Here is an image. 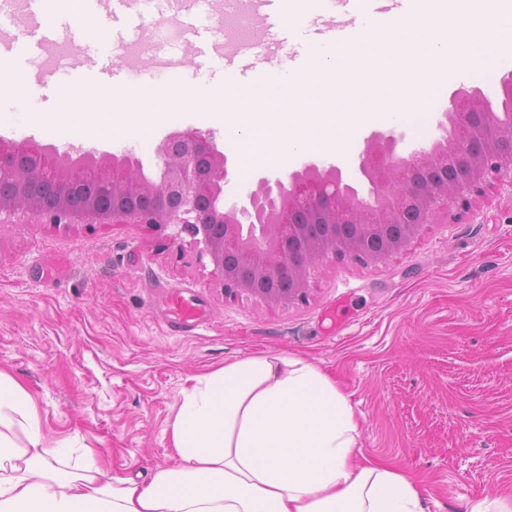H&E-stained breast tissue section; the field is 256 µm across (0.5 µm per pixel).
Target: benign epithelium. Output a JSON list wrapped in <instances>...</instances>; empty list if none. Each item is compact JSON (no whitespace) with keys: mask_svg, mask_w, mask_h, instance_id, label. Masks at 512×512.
Segmentation results:
<instances>
[{"mask_svg":"<svg viewBox=\"0 0 512 512\" xmlns=\"http://www.w3.org/2000/svg\"><path fill=\"white\" fill-rule=\"evenodd\" d=\"M502 98L491 99L474 86L449 96L445 118L451 137L408 157L397 156L399 138L376 132L359 155V169L378 193L372 207L346 193L339 167L307 163L300 170L262 177L258 188L240 205L224 210V186L232 168L211 132L183 130L163 136L155 147L158 179L127 155L98 162L91 151L59 152L30 139L0 141V182L17 176L20 165L32 178L46 181L55 193L52 205L23 195L0 198V213L27 208L45 224H145L156 230L180 227L213 264L212 276L228 295L246 292L265 302L286 304L307 297L309 279L329 256L348 257L360 265L376 263L405 248L438 214L457 219L486 194L492 181L512 188V120L504 123ZM448 180L423 182L424 172ZM141 184L154 186L143 204L112 198V208L98 205L99 194L131 192ZM252 214L256 223L243 225L237 214ZM324 219L327 236L311 239L306 227ZM288 279L286 291L261 284Z\"/></svg>","mask_w":512,"mask_h":512,"instance_id":"benign-epithelium-1","label":"benign epithelium"}]
</instances>
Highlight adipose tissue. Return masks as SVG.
Returning a JSON list of instances; mask_svg holds the SVG:
<instances>
[{
	"label": "adipose tissue",
	"mask_w": 512,
	"mask_h": 512,
	"mask_svg": "<svg viewBox=\"0 0 512 512\" xmlns=\"http://www.w3.org/2000/svg\"><path fill=\"white\" fill-rule=\"evenodd\" d=\"M349 398L318 367L253 356L193 378L172 426L180 462L138 481L77 436L47 440L0 370V512H425L416 484L359 461Z\"/></svg>",
	"instance_id": "obj_1"
}]
</instances>
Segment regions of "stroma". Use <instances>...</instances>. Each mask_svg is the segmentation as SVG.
Here are the masks:
<instances>
[{"label": "stroma", "instance_id": "obj_1", "mask_svg": "<svg viewBox=\"0 0 512 512\" xmlns=\"http://www.w3.org/2000/svg\"><path fill=\"white\" fill-rule=\"evenodd\" d=\"M147 38L184 67L182 22L153 14ZM44 121L5 139L54 141L62 94ZM338 163L360 195L358 154ZM175 227L42 224L0 218V369L33 394L51 438L78 435L113 472L150 475L178 462L172 423L191 377L256 355L316 365L349 397L363 458L420 488L427 512H466L485 497L512 505V190L494 185L458 219L425 226L403 251L359 267L328 259L306 302L226 296ZM206 308L195 334L164 322L160 289Z\"/></svg>", "mask_w": 512, "mask_h": 512}]
</instances>
